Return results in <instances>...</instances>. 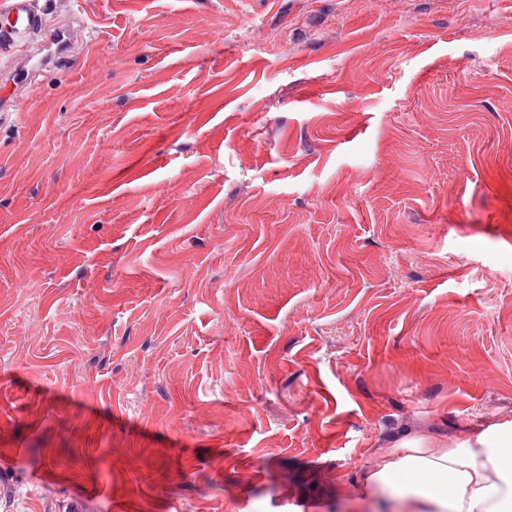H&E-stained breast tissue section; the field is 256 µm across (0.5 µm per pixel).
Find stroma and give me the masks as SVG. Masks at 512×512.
Instances as JSON below:
<instances>
[{
  "label": "stroma",
  "instance_id": "obj_1",
  "mask_svg": "<svg viewBox=\"0 0 512 512\" xmlns=\"http://www.w3.org/2000/svg\"><path fill=\"white\" fill-rule=\"evenodd\" d=\"M0 125V512H353L512 417V0H50Z\"/></svg>",
  "mask_w": 512,
  "mask_h": 512
}]
</instances>
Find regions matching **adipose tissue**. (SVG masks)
<instances>
[{
	"label": "adipose tissue",
	"instance_id": "ef3b65f1",
	"mask_svg": "<svg viewBox=\"0 0 512 512\" xmlns=\"http://www.w3.org/2000/svg\"><path fill=\"white\" fill-rule=\"evenodd\" d=\"M361 507L396 512H512V419L445 439L410 434L376 453L346 489Z\"/></svg>",
	"mask_w": 512,
	"mask_h": 512
}]
</instances>
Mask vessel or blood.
<instances>
[{
  "instance_id": "1",
  "label": "vessel or blood",
  "mask_w": 512,
  "mask_h": 512,
  "mask_svg": "<svg viewBox=\"0 0 512 512\" xmlns=\"http://www.w3.org/2000/svg\"><path fill=\"white\" fill-rule=\"evenodd\" d=\"M43 14L37 0H0V56L12 57L14 77L26 78L56 67L76 47L87 43L85 35L67 26L46 30ZM28 104V95L0 83V108L5 106L15 113Z\"/></svg>"
}]
</instances>
